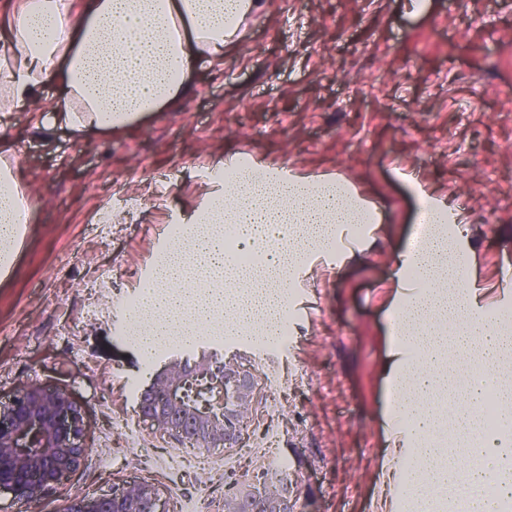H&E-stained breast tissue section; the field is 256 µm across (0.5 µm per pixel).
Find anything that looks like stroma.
I'll use <instances>...</instances> for the list:
<instances>
[{"label":"stroma","mask_w":512,"mask_h":512,"mask_svg":"<svg viewBox=\"0 0 512 512\" xmlns=\"http://www.w3.org/2000/svg\"><path fill=\"white\" fill-rule=\"evenodd\" d=\"M416 1L266 0L223 71L197 68L191 92L120 131L40 128L65 93L57 79L11 114L0 139L33 210L0 276V404L31 384L64 390L89 431L78 469L37 504L0 494V512H62L71 496L134 481L154 485L168 512H224L269 451L293 512H375L396 261L418 229L402 173L466 215L486 286L512 263V0ZM237 155L343 176L385 219L290 289L305 306L291 356L205 345L248 366L257 392L239 446L193 456L140 415L130 392L151 379L112 315L140 289L157 226L191 213L207 172Z\"/></svg>","instance_id":"obj_1"}]
</instances>
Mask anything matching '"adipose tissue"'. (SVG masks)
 <instances>
[{
    "label": "adipose tissue",
    "instance_id": "adipose-tissue-1",
    "mask_svg": "<svg viewBox=\"0 0 512 512\" xmlns=\"http://www.w3.org/2000/svg\"><path fill=\"white\" fill-rule=\"evenodd\" d=\"M0 0V114L31 102L51 78L66 87L41 124L77 131H118L184 96L201 65L220 66L242 36L243 24L264 0ZM424 235L412 237L397 260V276L414 293L398 292L390 332L389 374L397 402L414 419L395 418L386 477L413 467L400 512H435L438 503L466 498L471 512L512 507V433L480 427L483 387L476 371L497 368L512 352V319L494 308L490 288L476 277L458 208L409 178ZM31 204L16 164L0 158V273L7 271L28 223ZM368 199L341 178L317 179L260 163L211 172L204 199L185 216L189 248L173 246L154 259L142 288L147 320L137 348L147 351L174 336H193L214 316L227 315L230 332L260 325L275 335L286 288L304 255L338 246L352 228L382 223ZM236 227L233 240L224 225ZM265 244L259 268L230 262L228 253ZM495 479L487 501L481 487Z\"/></svg>",
    "mask_w": 512,
    "mask_h": 512
}]
</instances>
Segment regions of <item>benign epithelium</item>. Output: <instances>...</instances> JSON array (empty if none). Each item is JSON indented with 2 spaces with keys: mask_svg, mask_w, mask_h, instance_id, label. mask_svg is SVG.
Listing matches in <instances>:
<instances>
[{
  "mask_svg": "<svg viewBox=\"0 0 512 512\" xmlns=\"http://www.w3.org/2000/svg\"><path fill=\"white\" fill-rule=\"evenodd\" d=\"M204 384L208 400L193 404L186 388ZM255 392L253 373L244 365L224 360L217 370L207 357L173 360L157 372L142 392V418L160 432L207 448H233L242 437ZM87 429L81 407L62 390L30 385L6 407H0V492L11 491L31 503L39 502L62 478L73 472L87 453ZM261 512H290L288 494H272L247 484L224 500V512H252L254 497ZM64 512H164L157 490L128 483L100 497L76 495Z\"/></svg>",
  "mask_w": 512,
  "mask_h": 512,
  "instance_id": "1",
  "label": "benign epithelium"
}]
</instances>
